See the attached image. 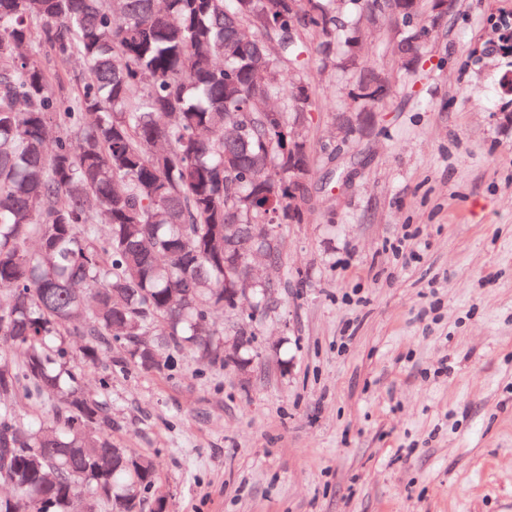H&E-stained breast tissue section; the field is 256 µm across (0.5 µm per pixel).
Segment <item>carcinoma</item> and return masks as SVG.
<instances>
[{
	"label": "carcinoma",
	"instance_id": "carcinoma-1",
	"mask_svg": "<svg viewBox=\"0 0 512 512\" xmlns=\"http://www.w3.org/2000/svg\"><path fill=\"white\" fill-rule=\"evenodd\" d=\"M439 0H403L397 58ZM391 19L385 0H0V483L30 512H139L156 464L112 442V349L161 371L186 351L224 363L212 317L224 279L255 249L280 264L281 224L303 220L313 170L311 58L358 94L330 113L377 119L350 17ZM38 45L39 52L30 51ZM88 76L64 90L69 66ZM270 224L266 241L253 225ZM257 286L237 304L262 306ZM105 366L97 394L79 365ZM30 407L19 417L18 400Z\"/></svg>",
	"mask_w": 512,
	"mask_h": 512
}]
</instances>
